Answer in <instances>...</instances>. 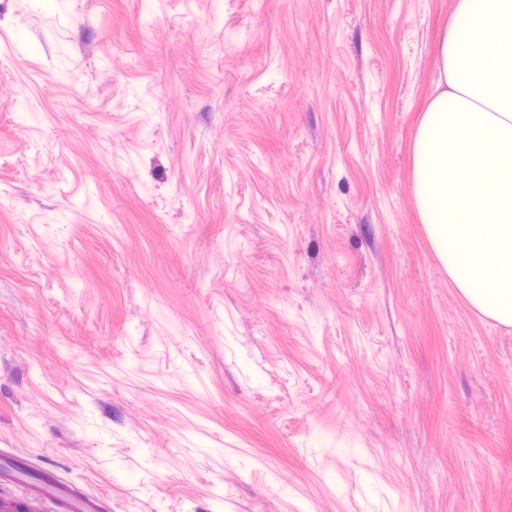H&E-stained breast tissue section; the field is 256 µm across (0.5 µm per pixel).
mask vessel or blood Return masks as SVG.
Here are the masks:
<instances>
[{"mask_svg": "<svg viewBox=\"0 0 512 512\" xmlns=\"http://www.w3.org/2000/svg\"><path fill=\"white\" fill-rule=\"evenodd\" d=\"M29 464L14 448H0V486L21 488L31 499L52 503L55 512H103L102 500L76 483L64 479L51 467L39 468L33 479L24 473Z\"/></svg>", "mask_w": 512, "mask_h": 512, "instance_id": "1", "label": "vessel or blood"}]
</instances>
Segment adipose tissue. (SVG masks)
Segmentation results:
<instances>
[{
    "label": "adipose tissue",
    "instance_id": "obj_1",
    "mask_svg": "<svg viewBox=\"0 0 512 512\" xmlns=\"http://www.w3.org/2000/svg\"><path fill=\"white\" fill-rule=\"evenodd\" d=\"M512 0H455L412 148L427 237L470 305L512 326Z\"/></svg>",
    "mask_w": 512,
    "mask_h": 512
}]
</instances>
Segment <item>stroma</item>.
Masks as SVG:
<instances>
[{"label": "stroma", "instance_id": "1", "mask_svg": "<svg viewBox=\"0 0 512 512\" xmlns=\"http://www.w3.org/2000/svg\"><path fill=\"white\" fill-rule=\"evenodd\" d=\"M0 0V448L112 512H512V327L412 186L454 0Z\"/></svg>", "mask_w": 512, "mask_h": 512}]
</instances>
